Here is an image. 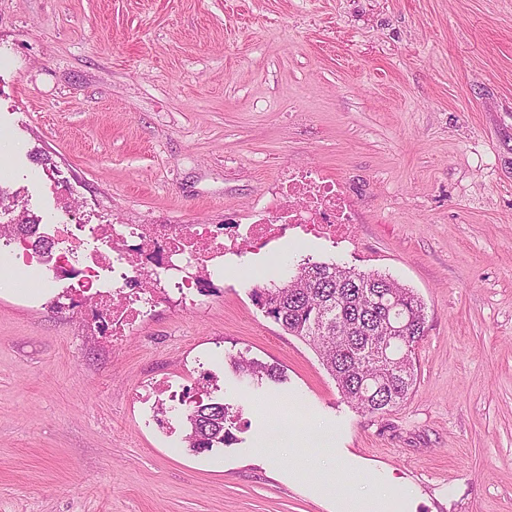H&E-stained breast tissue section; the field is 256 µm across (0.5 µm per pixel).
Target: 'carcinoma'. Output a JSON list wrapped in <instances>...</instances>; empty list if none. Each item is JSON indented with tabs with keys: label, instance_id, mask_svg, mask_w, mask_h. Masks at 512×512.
Returning <instances> with one entry per match:
<instances>
[{
	"label": "carcinoma",
	"instance_id": "obj_1",
	"mask_svg": "<svg viewBox=\"0 0 512 512\" xmlns=\"http://www.w3.org/2000/svg\"><path fill=\"white\" fill-rule=\"evenodd\" d=\"M396 294L399 307L386 297ZM255 302L284 331L307 342L336 381L343 397L370 414L401 404L417 383L416 348L425 336L423 303L408 288L378 272H357L327 262H304L281 286L257 288ZM404 325L395 343L404 361L396 365L380 355L390 327ZM252 377H278L277 369L241 361ZM374 377V384L368 378ZM227 407L199 403L186 415V443L203 453L224 444Z\"/></svg>",
	"mask_w": 512,
	"mask_h": 512
}]
</instances>
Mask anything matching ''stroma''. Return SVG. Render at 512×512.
<instances>
[{"label": "stroma", "instance_id": "1", "mask_svg": "<svg viewBox=\"0 0 512 512\" xmlns=\"http://www.w3.org/2000/svg\"><path fill=\"white\" fill-rule=\"evenodd\" d=\"M0 206L37 223L44 169L79 214L232 224L283 169L336 180L352 243L243 253L205 308L168 303L121 349L0 287V512H512V0H0ZM380 272L425 306L408 399L348 403L256 305L306 262ZM245 358L283 382L239 373ZM216 375L229 443L197 453L136 396ZM293 439L257 450L269 422ZM331 428L330 459L298 437Z\"/></svg>", "mask_w": 512, "mask_h": 512}]
</instances>
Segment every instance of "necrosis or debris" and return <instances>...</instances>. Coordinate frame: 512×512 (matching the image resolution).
Here are the masks:
<instances>
[{"instance_id": "obj_1", "label": "necrosis or debris", "mask_w": 512, "mask_h": 512, "mask_svg": "<svg viewBox=\"0 0 512 512\" xmlns=\"http://www.w3.org/2000/svg\"><path fill=\"white\" fill-rule=\"evenodd\" d=\"M43 182L56 201L52 235L38 226L14 240L17 259H53L52 287L99 336L120 345L158 302L195 307L210 296L214 277L243 248H271L286 235L333 245L351 239L349 203L335 181L292 168L264 210L245 224H90L71 214L70 197L55 171Z\"/></svg>"}]
</instances>
